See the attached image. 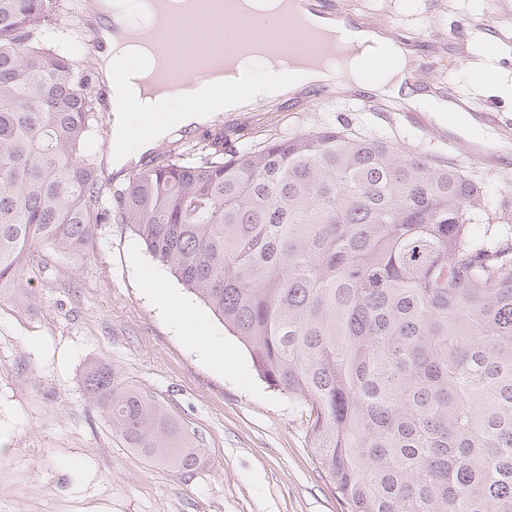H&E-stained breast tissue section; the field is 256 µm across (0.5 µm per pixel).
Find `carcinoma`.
<instances>
[{
	"label": "carcinoma",
	"instance_id": "obj_1",
	"mask_svg": "<svg viewBox=\"0 0 512 512\" xmlns=\"http://www.w3.org/2000/svg\"><path fill=\"white\" fill-rule=\"evenodd\" d=\"M58 8L0 0V291L37 246L76 257L127 224L306 405L346 512H512V239L471 233L482 183L336 127L220 131L105 183L99 72L61 44ZM83 384L128 447L195 470L200 449L109 363Z\"/></svg>",
	"mask_w": 512,
	"mask_h": 512
}]
</instances>
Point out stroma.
<instances>
[{"label": "stroma", "mask_w": 512, "mask_h": 512, "mask_svg": "<svg viewBox=\"0 0 512 512\" xmlns=\"http://www.w3.org/2000/svg\"><path fill=\"white\" fill-rule=\"evenodd\" d=\"M346 12L390 26L400 40L452 37L467 18L481 30L464 54L429 57L420 80L471 89L469 69L493 50L512 84V0H342ZM356 101L308 100L305 111L262 101L224 112L207 131L258 143L326 125L379 135L447 161L481 182L486 212L471 231L512 238V134L476 164L449 151L455 131L424 112H386ZM170 289L202 317L223 361L194 345L178 318L144 286ZM29 308L0 296V512H345L308 439L307 408L269 388L244 344L146 252L123 224H103L82 256L46 252L27 270ZM106 358L115 381L163 404L202 450L183 474L127 448L87 396L88 363Z\"/></svg>", "instance_id": "1"}]
</instances>
